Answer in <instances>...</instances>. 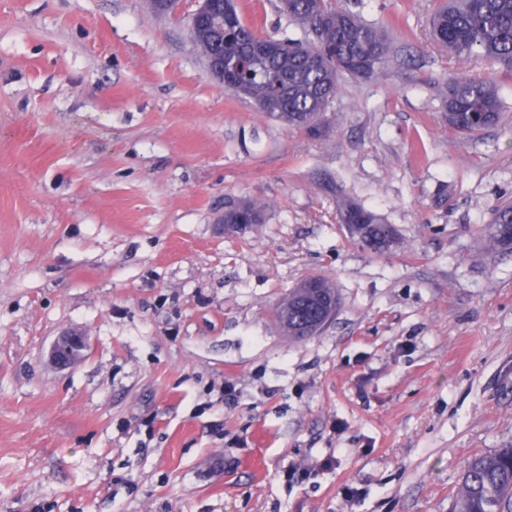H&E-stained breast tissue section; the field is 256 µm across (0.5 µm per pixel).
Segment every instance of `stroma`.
<instances>
[{"label":"stroma","instance_id":"1","mask_svg":"<svg viewBox=\"0 0 512 512\" xmlns=\"http://www.w3.org/2000/svg\"><path fill=\"white\" fill-rule=\"evenodd\" d=\"M440 0H331L396 57L341 81L308 137L209 73L152 0H0V512H454L466 462L512 444V74L477 134L443 121L471 62ZM301 37L280 0H235ZM345 197L396 248H363ZM265 221L224 228V205ZM321 333L274 310L309 275ZM81 358L48 360L62 332ZM236 385L224 398L225 380ZM340 221L346 224L350 234L362 246L374 251H388L392 245L397 244L396 230L391 224H385L380 217L372 211L344 200L340 204ZM388 246L383 248V244ZM485 230L487 240L495 250L512 252V202H505L494 211ZM313 306L324 308L326 319L320 325L308 329L316 318ZM338 306L339 298L332 281L323 276H309L288 291L275 314L285 335L300 338L323 330L334 318Z\"/></svg>","mask_w":512,"mask_h":512}]
</instances>
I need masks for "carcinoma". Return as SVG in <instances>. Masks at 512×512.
<instances>
[{
	"label": "carcinoma",
	"mask_w": 512,
	"mask_h": 512,
	"mask_svg": "<svg viewBox=\"0 0 512 512\" xmlns=\"http://www.w3.org/2000/svg\"><path fill=\"white\" fill-rule=\"evenodd\" d=\"M283 11L302 28L300 39L262 37L245 24L232 0H224V32L192 34L203 55H224V86L257 109L312 138L329 129L328 117L339 80L370 78L392 54L387 26L368 23L327 0H286ZM434 42L457 58L512 72V0H448L431 22ZM498 84L491 77L455 74L448 80L443 119L448 127L474 133L501 119ZM340 221L362 246L385 251L397 244L396 230L375 213L344 200ZM264 209L250 200L224 207L226 224H261ZM497 251L512 252V202H505L486 225ZM339 298L323 276L301 280L278 305L282 332L312 336L334 318ZM456 512H512V447L472 458L456 493Z\"/></svg>",
	"instance_id": "obj_1"
}]
</instances>
